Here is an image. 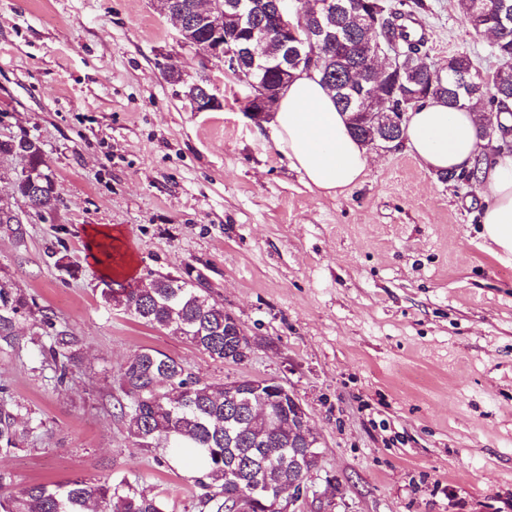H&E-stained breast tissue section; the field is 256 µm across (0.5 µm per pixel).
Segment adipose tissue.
I'll list each match as a JSON object with an SVG mask.
<instances>
[{
	"mask_svg": "<svg viewBox=\"0 0 512 512\" xmlns=\"http://www.w3.org/2000/svg\"><path fill=\"white\" fill-rule=\"evenodd\" d=\"M481 114L433 101L411 113L403 141L408 151L435 171L478 167V190L485 199L483 235L512 257V154L496 151L478 135ZM270 125L278 149L306 185L337 196L366 175L369 154L348 127L333 94L317 74H299L272 106Z\"/></svg>",
	"mask_w": 512,
	"mask_h": 512,
	"instance_id": "obj_1",
	"label": "adipose tissue"
}]
</instances>
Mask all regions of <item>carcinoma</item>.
Here are the masks:
<instances>
[{
	"mask_svg": "<svg viewBox=\"0 0 512 512\" xmlns=\"http://www.w3.org/2000/svg\"><path fill=\"white\" fill-rule=\"evenodd\" d=\"M340 12L323 22L342 24L347 36L340 42L324 44L323 51L336 59L335 66L320 74L322 83L334 92L338 108L349 114L352 133L363 143L372 141L374 128L362 125L353 110L343 104V88L349 72L368 69L371 47L377 39H389L403 50V63L413 66L410 90L418 92L410 111L424 107L428 101L445 100L450 108L472 103L483 108L480 137L497 128V149H503L506 135L502 116H512V0H459L465 22L479 17L484 26L498 33L494 53L502 65L484 77L465 52L448 58L450 72L466 80L464 87L448 84L439 89L435 70L428 62L422 39L412 36L400 20L403 13L382 8L381 27L365 28L358 22L367 0H335ZM1 154H19L26 158L33 179L26 172L13 176L16 193L42 217L55 209L59 191L54 180L42 175L47 163L38 141L23 135L0 138ZM481 160L471 169L450 170L445 178L467 184L477 178ZM197 284L159 275L147 283L133 285L119 279L103 281L102 297L109 304L140 323L168 331L188 340L214 360H224L239 345L240 337L231 334L224 306L209 300V289L202 275ZM35 300L13 288L0 277V348L20 346L16 334L19 317L32 311ZM43 336L39 345L41 364L53 371L55 382L63 386L75 374L77 347L75 334L59 328L48 310H39ZM243 391L228 398L224 387L210 384L188 372L175 358L155 349L143 348L120 367L118 384L126 401L118 402V417L127 435L138 448H163L170 451L166 465L187 459L195 465L192 477L197 494L198 512H230L235 500L248 495L257 486L265 497L274 500L288 494V479L301 484L318 466L319 451H309L305 473L289 474L288 458L295 448L288 444V433L268 430L263 423L252 421L245 401L249 391L247 379H240ZM32 430L29 412L21 403L0 399V459L21 448ZM0 512H169L168 501L149 495L124 478L91 482L72 479L62 483L30 485L20 492L11 490L10 475L0 469Z\"/></svg>",
	"mask_w": 512,
	"mask_h": 512,
	"instance_id": "cac0c4a2",
	"label": "carcinoma"
}]
</instances>
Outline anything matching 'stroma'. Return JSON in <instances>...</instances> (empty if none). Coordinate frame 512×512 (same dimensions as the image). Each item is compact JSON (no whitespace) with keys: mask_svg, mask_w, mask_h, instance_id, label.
I'll list each match as a JSON object with an SVG mask.
<instances>
[{"mask_svg":"<svg viewBox=\"0 0 512 512\" xmlns=\"http://www.w3.org/2000/svg\"><path fill=\"white\" fill-rule=\"evenodd\" d=\"M405 8L434 67L463 51L481 75L498 68L458 0ZM196 83L223 109L194 111ZM248 94L158 0H0V135L37 139L60 192L23 240L0 235V276L81 338L62 388L40 362L38 317L0 352V399L33 425L0 460L13 491L123 476L196 512L187 467L133 446L113 415L118 370L152 348L206 382L273 379L302 403L321 441L302 512H512V259L481 235L476 184L401 145L370 150L356 188L319 195L246 116ZM91 227L120 230L134 282L200 269L249 358L213 360L105 304Z\"/></svg>","mask_w":512,"mask_h":512,"instance_id":"35a3bbf8","label":"stroma"}]
</instances>
